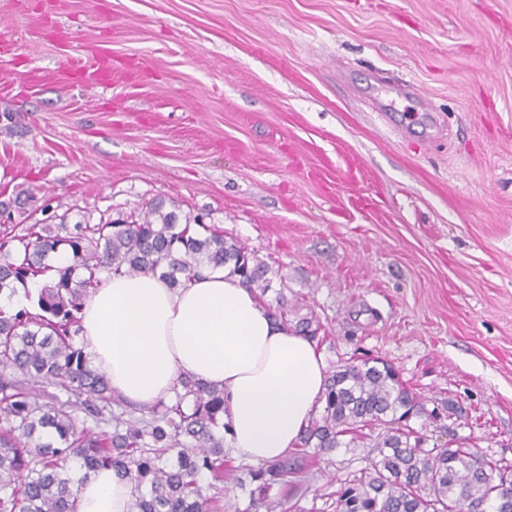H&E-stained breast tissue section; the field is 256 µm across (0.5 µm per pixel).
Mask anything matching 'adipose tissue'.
<instances>
[{
  "instance_id": "ef3b65f1",
  "label": "adipose tissue",
  "mask_w": 512,
  "mask_h": 512,
  "mask_svg": "<svg viewBox=\"0 0 512 512\" xmlns=\"http://www.w3.org/2000/svg\"><path fill=\"white\" fill-rule=\"evenodd\" d=\"M80 338L125 399L170 400L181 377L223 387L236 455L253 464L298 442L324 390L326 364L305 337L275 324L242 281L203 272L172 289L156 274L114 276L85 302ZM76 512H131L134 487L110 469L74 486Z\"/></svg>"
}]
</instances>
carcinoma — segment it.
Segmentation results:
<instances>
[{"instance_id": "1", "label": "carcinoma", "mask_w": 512, "mask_h": 512, "mask_svg": "<svg viewBox=\"0 0 512 512\" xmlns=\"http://www.w3.org/2000/svg\"><path fill=\"white\" fill-rule=\"evenodd\" d=\"M58 229L65 235L48 224H29L21 235L0 230V294L46 278L34 307L0 306V512H74V462L87 473L111 468L134 484L133 512H212L232 454L224 389L184 377L167 403H130L76 344L78 314L114 275L158 271L177 288L205 269H222L264 297L279 271L200 216L182 218L162 202ZM62 246L71 261L47 263ZM277 295L275 321L320 341L321 325L290 320L298 309ZM76 410L84 415L79 424ZM419 415H429L423 399L390 363L338 362L297 447L274 462L236 467L252 489L234 512H290L311 452L348 447L363 429L375 432L373 457L345 482L336 512H470L485 504L512 512V497L503 496L512 466L476 448H423L409 424Z\"/></svg>"}]
</instances>
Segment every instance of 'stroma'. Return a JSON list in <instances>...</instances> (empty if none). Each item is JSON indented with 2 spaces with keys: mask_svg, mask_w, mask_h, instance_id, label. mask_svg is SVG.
Segmentation results:
<instances>
[{
  "mask_svg": "<svg viewBox=\"0 0 512 512\" xmlns=\"http://www.w3.org/2000/svg\"><path fill=\"white\" fill-rule=\"evenodd\" d=\"M158 199L279 269L327 365L458 401L411 419L426 447L512 463V0H0V224ZM367 454L309 466L294 512Z\"/></svg>",
  "mask_w": 512,
  "mask_h": 512,
  "instance_id": "stroma-1",
  "label": "stroma"
}]
</instances>
